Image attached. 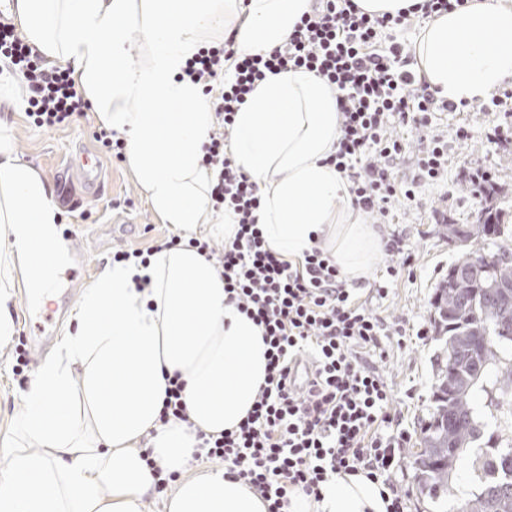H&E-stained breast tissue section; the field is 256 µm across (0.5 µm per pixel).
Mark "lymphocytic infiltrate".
Returning a JSON list of instances; mask_svg holds the SVG:
<instances>
[{
  "label": "lymphocytic infiltrate",
  "instance_id": "lymphocytic-infiltrate-1",
  "mask_svg": "<svg viewBox=\"0 0 512 512\" xmlns=\"http://www.w3.org/2000/svg\"><path fill=\"white\" fill-rule=\"evenodd\" d=\"M465 2L423 0L419 11L393 17L364 12L357 0H314L281 45L241 53L228 37L201 47L182 70L211 97L215 121L202 164L213 172V210L230 212L237 231L219 246L173 235L155 247L115 251L112 260L145 262L161 248H196L214 260L228 301L261 327L267 365L252 410L235 430L198 433L193 459L221 462L225 476L259 492L267 512H284L296 491L320 499L334 476L360 472L389 491L387 512H406V498L393 481L402 436L393 428L390 387L363 360L380 347L382 319L356 298L321 248L289 259L268 244L258 223L259 185L232 151L235 115L267 74L289 68L314 73L337 91L340 137L327 164L347 178L354 205L387 216L393 202L415 201L420 184L439 180L448 169V143L436 136L422 150L416 175L398 179L394 168L407 144L394 128H424L437 113L455 109L417 81L397 34ZM0 61L8 73L22 76L25 114L34 126L64 127L90 110L71 69L46 63L4 15ZM302 362L310 370L304 388L292 380Z\"/></svg>",
  "mask_w": 512,
  "mask_h": 512
}]
</instances>
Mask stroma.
I'll return each mask as SVG.
<instances>
[{"instance_id": "stroma-1", "label": "stroma", "mask_w": 512, "mask_h": 512, "mask_svg": "<svg viewBox=\"0 0 512 512\" xmlns=\"http://www.w3.org/2000/svg\"><path fill=\"white\" fill-rule=\"evenodd\" d=\"M24 94L21 82L0 81V124L10 130L18 159L35 168L49 188L61 183L79 187L80 179L69 161L82 151L95 150L92 131L98 125L96 115L88 114L65 128L37 129L24 114ZM459 124L469 126L471 140L455 139L454 129ZM433 131L448 141L447 178L438 185L421 186L413 203L398 201L392 205L379 231L404 245L411 258V271L389 283L385 298H371L377 315L406 330L402 336L383 337L385 356L378 368L393 390L401 426L409 435L394 473L396 484L407 494L408 512L438 509L437 503L416 488L412 461L420 429L429 418L437 380L436 357L441 352L431 300L435 287L462 252L459 244L449 239L446 227L479 223L485 206L483 195L475 193L471 185L473 173L488 174L500 187L497 206L505 226L512 230V114L464 107L439 115ZM103 164L102 194L85 200L77 210L60 211L64 240L81 239L87 260V277L77 279L72 270H65L55 289L56 294H68L72 306L90 277L110 264L114 249H145L173 232L153 211L126 163L107 158ZM22 341L21 335H14L12 348L0 354V440L20 410L19 394L29 389L33 368L44 360L42 354L31 352V370L14 373V347Z\"/></svg>"}]
</instances>
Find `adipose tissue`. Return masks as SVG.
Listing matches in <instances>:
<instances>
[{"instance_id": "1", "label": "adipose tissue", "mask_w": 512, "mask_h": 512, "mask_svg": "<svg viewBox=\"0 0 512 512\" xmlns=\"http://www.w3.org/2000/svg\"><path fill=\"white\" fill-rule=\"evenodd\" d=\"M310 0H15L29 41L70 65L99 122L125 134L127 164L163 223L184 234L236 227L208 204L201 164L214 115L181 78L186 60L234 33L239 51L279 45ZM138 28L148 48L126 45ZM413 70L455 105L492 97L512 79V0H466L432 14L414 43ZM139 111H130V103ZM340 137L336 93L304 69L267 75L235 116L237 163L260 186L269 245L289 258L330 250L347 280L366 279L384 249L351 203L348 183L325 159ZM59 208L39 173L0 131V348L15 334L14 277L53 287L68 262ZM53 254L43 262L36 249ZM146 278L138 288L136 277ZM74 327L24 392L0 458V512H143L154 475L141 443L180 474L161 512H266L260 494L223 472L181 471L197 433L233 430L251 410L266 370L262 330L227 303L224 279L196 248L165 249L148 265L105 267L84 290ZM186 381L187 422L160 425L167 378ZM381 484L341 475L321 502L297 494L289 512H386Z\"/></svg>"}]
</instances>
